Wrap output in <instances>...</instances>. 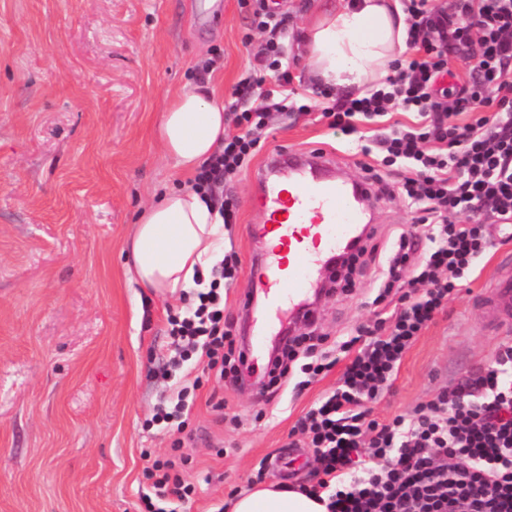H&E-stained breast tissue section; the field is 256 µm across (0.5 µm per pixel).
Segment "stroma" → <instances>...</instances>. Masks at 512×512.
Returning <instances> with one entry per match:
<instances>
[{"mask_svg": "<svg viewBox=\"0 0 512 512\" xmlns=\"http://www.w3.org/2000/svg\"><path fill=\"white\" fill-rule=\"evenodd\" d=\"M253 5L224 0H0V512H140L150 458H183L194 483L175 512H214L255 484L259 462L289 442L298 418L340 383L342 367L264 413L256 387L203 381L186 430L150 425L153 408L188 372L174 362L170 313L188 298L153 295L130 281L122 248L141 207L190 175L166 159L160 115L197 66L230 100L265 36ZM275 149L332 156L347 176H367L354 136H334L318 113L274 115L246 173L225 187L239 222L224 235L241 265L224 313L241 334L238 302L258 244L247 227L255 177ZM370 224L378 244L412 224L383 170ZM356 294L330 292L315 334L343 341L374 318L371 258ZM512 274L496 253L405 354L389 391L372 406L386 421L410 412L461 375L486 367L500 339L473 300Z\"/></svg>", "mask_w": 512, "mask_h": 512, "instance_id": "stroma-1", "label": "stroma"}]
</instances>
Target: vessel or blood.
Returning a JSON list of instances; mask_svg holds the SVG:
<instances>
[{
	"label": "vessel or blood",
	"instance_id": "obj_1",
	"mask_svg": "<svg viewBox=\"0 0 512 512\" xmlns=\"http://www.w3.org/2000/svg\"><path fill=\"white\" fill-rule=\"evenodd\" d=\"M269 167L288 170L287 185L257 178L258 207L262 222L255 227L264 242L251 259L250 280L240 293L242 304L263 294L267 309L256 318L257 336L246 351L248 359L259 354L263 338L281 314L301 311L302 299L318 284L322 270L348 250L364 222L362 204L370 199L367 184L348 182L332 175V161L322 152L301 157L274 151ZM495 315L498 335H512V278L498 279L485 298Z\"/></svg>",
	"mask_w": 512,
	"mask_h": 512
}]
</instances>
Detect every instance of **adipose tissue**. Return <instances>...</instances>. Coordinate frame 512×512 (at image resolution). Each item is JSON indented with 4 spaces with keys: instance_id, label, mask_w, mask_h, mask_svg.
Returning <instances> with one entry per match:
<instances>
[{
    "instance_id": "obj_1",
    "label": "adipose tissue",
    "mask_w": 512,
    "mask_h": 512,
    "mask_svg": "<svg viewBox=\"0 0 512 512\" xmlns=\"http://www.w3.org/2000/svg\"><path fill=\"white\" fill-rule=\"evenodd\" d=\"M407 16L399 0H340L311 25L300 42L312 80L335 88L361 87L387 74L406 49ZM205 83L185 85L158 125L163 153L177 169L198 172L224 145V108ZM127 272L140 287L177 294L194 287L224 257L223 220L207 196L174 188L144 207L127 242ZM231 512H327L302 492L258 484L239 493Z\"/></svg>"
}]
</instances>
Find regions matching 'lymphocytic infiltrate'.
Masks as SVG:
<instances>
[{
	"label": "lymphocytic infiltrate",
	"mask_w": 512,
	"mask_h": 512,
	"mask_svg": "<svg viewBox=\"0 0 512 512\" xmlns=\"http://www.w3.org/2000/svg\"><path fill=\"white\" fill-rule=\"evenodd\" d=\"M410 58L364 95L324 101L322 90L299 94L289 72L286 15L254 14L267 32L260 63L234 87L229 110L236 134L193 179L196 191L218 198L225 224L238 204L220 185L247 169L273 113H319L330 130L357 133L359 123L400 111L414 124L377 133L385 166H397L399 196L416 218L393 240L376 276L373 325L322 348L309 337L284 340L268 363L267 388L302 391L349 357L336 389L293 427L309 449L316 482L308 495L328 496V512H512V342L494 361L381 423L370 403L389 390L401 361L447 304L459 281L493 246L492 227L512 223V0H403ZM476 56L468 76L443 89L451 58ZM236 253L213 267L198 304L170 316L169 334L205 359L217 379L242 378V349L224 322V289L237 277ZM173 463L149 467L155 493L144 512H168L169 496L194 493L172 473Z\"/></svg>",
	"instance_id": "lymphocytic-infiltrate-1"
}]
</instances>
